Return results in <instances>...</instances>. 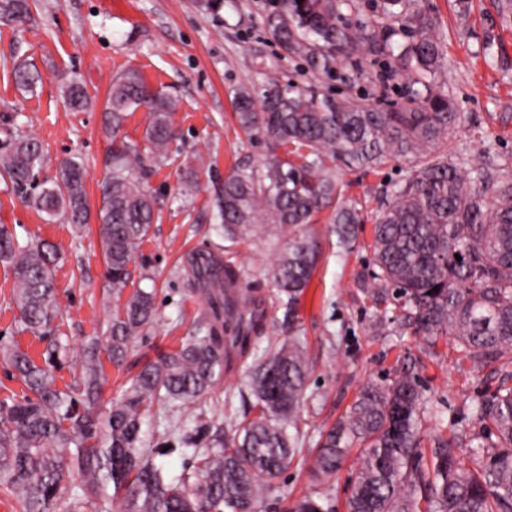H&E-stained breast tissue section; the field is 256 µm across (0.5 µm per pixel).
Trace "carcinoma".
Instances as JSON below:
<instances>
[{
  "label": "carcinoma",
  "mask_w": 512,
  "mask_h": 512,
  "mask_svg": "<svg viewBox=\"0 0 512 512\" xmlns=\"http://www.w3.org/2000/svg\"><path fill=\"white\" fill-rule=\"evenodd\" d=\"M345 0H278L264 18L271 39L287 53L306 58L310 70L331 73L342 59L361 53L387 55L391 73L410 81L402 106L357 103L315 88L270 79L260 96L244 87L235 96L240 127L263 137L270 156L259 168H242L224 179L218 217L224 239L249 241L258 233L286 234L270 275L285 314L297 316L320 253L310 224L335 209L331 231L354 238L363 215L340 201L337 163L364 170L388 159L412 157L420 165L395 187L372 228L373 265L365 289L374 307L392 306L400 324L424 336L448 335L479 367L512 362V179L478 171L467 179L458 166L429 149L458 118L446 93L433 82L445 67L434 19L420 0H383L386 23L349 20ZM29 0H0V22L22 25ZM16 83L34 87L38 72L15 68ZM71 110L88 105L82 79L64 90ZM172 97L147 87L139 71L112 78L105 104L112 129L101 183L100 238L112 293L129 283V265L155 219V196L138 174L167 159L176 138ZM147 112L140 140L119 136L134 112ZM43 148L33 137L14 136L0 146V176L19 188L36 179ZM55 192L26 197L49 216L62 212L72 224L88 220L85 169L68 159L53 183ZM461 260H456L455 255ZM58 247L42 241L21 247L0 227V260L12 263L22 323L32 331L51 328L56 317L53 268ZM192 285L206 289L215 319L248 341L258 328L256 297L240 285L231 263L206 252L189 258ZM439 290H434V287ZM153 292L135 289L112 314L105 345L82 348L74 385L60 389L56 351L37 364L17 347L1 348L26 393L0 401V491L15 496L22 512H55L65 475L78 480L66 512H257L272 481L299 453V413L307 399L309 362L298 336L256 356L247 375L255 399L251 418L228 419L222 436L200 447L202 427L175 419L176 403L213 390L224 373V337L211 326L145 362L107 412L96 416L105 382L101 354L121 366L132 339L154 317ZM478 419L495 430L475 466L461 463L454 442L435 441L427 468L419 430L421 395L415 380L398 376L366 385L351 410L321 433L311 459L316 480L336 476L351 447H360L348 512H512V386L477 408ZM148 419L168 422L173 442L167 453H191L192 465L169 478L155 462L158 448L144 447ZM419 483L425 507L406 493ZM288 512H331L328 502L308 494Z\"/></svg>",
  "instance_id": "cac0c4a2"
}]
</instances>
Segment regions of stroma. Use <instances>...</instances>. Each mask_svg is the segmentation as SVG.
<instances>
[{
    "mask_svg": "<svg viewBox=\"0 0 512 512\" xmlns=\"http://www.w3.org/2000/svg\"><path fill=\"white\" fill-rule=\"evenodd\" d=\"M274 4L221 0L210 8L206 0H34L23 28L0 23V140L9 133L39 139L49 158L38 175L42 181L57 178L61 161L82 159L91 211L81 226L61 217L49 220L0 180V225L20 246L46 240L60 252L54 270L57 314L45 333L21 326L13 269L0 261V345L18 347L39 362L46 350L64 344L55 371L62 388L79 373L82 347L108 336L121 301L108 284L96 215L111 144L104 105L113 77L126 68L138 70L150 88L176 99L178 137L172 160L148 179L158 194L156 220L130 267L129 289L154 291L156 317L133 339L124 366L105 364L102 399L118 396L144 359L178 347L212 322L203 292L189 284L188 255L207 250L229 259L262 303L260 336L275 343L303 337L310 364L299 424L303 451L275 480L260 508L288 512L294 500L313 493L328 499L333 512H347L357 451H350L334 478L316 482L308 472L309 450L350 411L363 386L413 376L421 386L422 448H430L436 436L452 437L468 463L472 446L493 439L474 408L502 385H512V364L473 366L452 337L403 330L390 315L377 313L363 292L362 275L372 255L370 221L393 187L413 174L415 159H391L369 172L340 169V199L366 222L357 238L342 246L329 230V213L320 215L313 230L321 258L294 323L285 321L267 275L273 242L227 246L216 206L224 179L238 167L260 165L269 153L266 142L243 132L233 116L238 89L259 86L272 75L359 102L403 105L409 99L407 79L388 76L383 56L341 61L330 75L311 72L303 58L282 51L268 36L263 19ZM421 4L438 26L447 58L437 82L459 112L432 154L464 160L469 170L512 177V16L500 15L498 0ZM22 60L40 74L30 92L13 78L12 69ZM76 75L90 98L80 112L69 108L63 94ZM253 361V355L229 349L215 392L192 405L178 404L176 415L195 417L213 432L224 428L227 406L240 411L252 400L245 382Z\"/></svg>",
    "mask_w": 512,
    "mask_h": 512,
    "instance_id": "1",
    "label": "stroma"
}]
</instances>
